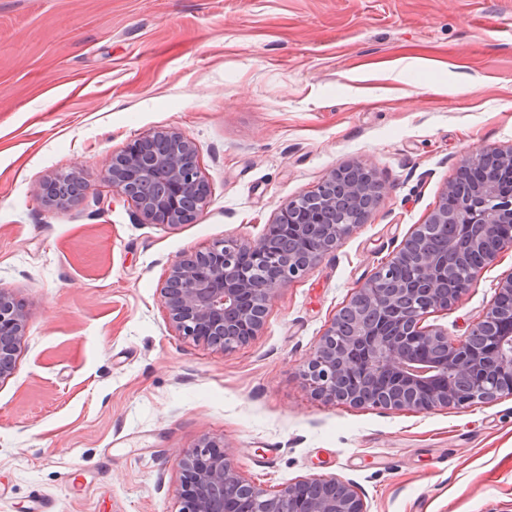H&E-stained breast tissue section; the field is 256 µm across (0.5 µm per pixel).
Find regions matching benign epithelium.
<instances>
[{
  "label": "benign epithelium",
  "instance_id": "1",
  "mask_svg": "<svg viewBox=\"0 0 512 512\" xmlns=\"http://www.w3.org/2000/svg\"><path fill=\"white\" fill-rule=\"evenodd\" d=\"M477 165L484 176L470 183L466 177ZM104 178L151 224L191 223L207 198L195 147L175 130L134 140L111 158ZM77 183L70 175L56 176L39 184L36 194L48 204L73 203ZM383 190L376 172L347 164L313 192L289 201L272 220L279 224L286 215L294 225L296 251L286 260L273 256L265 236L246 243L224 239L182 256L161 288L172 327L224 351L248 344L262 330L275 293L335 250L353 228L326 224L324 214L346 202L361 209L365 223L371 215L367 202H375ZM450 195L456 200L451 210L445 202ZM441 224L458 225L462 243L432 248L429 239ZM505 224H512V148H493L461 164L426 221L333 316L303 369L311 395L418 413L512 397V306L500 305L512 299V273L499 281L493 304L463 338L423 325L429 315L455 304L500 251H487L483 265L459 281L455 269L462 247L484 248ZM400 262L414 263L415 274L404 285L392 284L388 271ZM26 326L23 303L1 288L0 380L15 370ZM177 466L179 512H368L358 487L336 476L302 477L274 492L263 490L240 473L223 440L203 438Z\"/></svg>",
  "mask_w": 512,
  "mask_h": 512
}]
</instances>
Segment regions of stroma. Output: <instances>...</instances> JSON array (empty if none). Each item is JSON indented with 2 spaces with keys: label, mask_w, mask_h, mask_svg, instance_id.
I'll return each mask as SVG.
<instances>
[{
  "label": "stroma",
  "mask_w": 512,
  "mask_h": 512,
  "mask_svg": "<svg viewBox=\"0 0 512 512\" xmlns=\"http://www.w3.org/2000/svg\"><path fill=\"white\" fill-rule=\"evenodd\" d=\"M420 65H413V58ZM174 129L209 194L150 224L104 168ZM512 148V0H0V289L27 311L0 380V512H179L182 453L225 440L273 491L355 482L368 512H512V398L429 413L327 404L300 375L336 311L424 223L461 160ZM386 184L367 223L225 352L179 336L171 265L337 167ZM73 174L74 203L35 187ZM512 244L427 322L467 335Z\"/></svg>",
  "instance_id": "35a3bbf8"
}]
</instances>
